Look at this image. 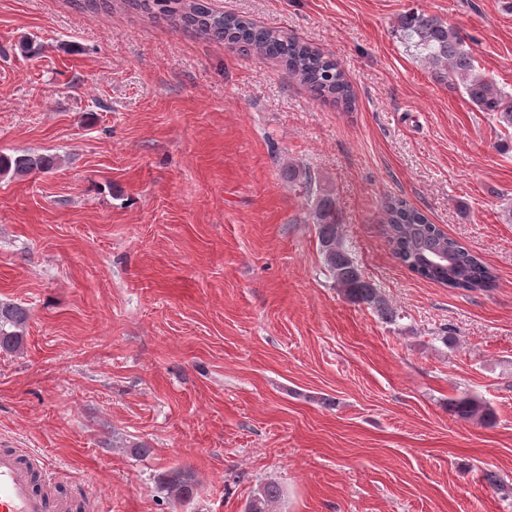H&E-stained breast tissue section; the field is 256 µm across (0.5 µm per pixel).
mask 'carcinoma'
Instances as JSON below:
<instances>
[{
    "mask_svg": "<svg viewBox=\"0 0 512 512\" xmlns=\"http://www.w3.org/2000/svg\"><path fill=\"white\" fill-rule=\"evenodd\" d=\"M135 11L153 18L173 20L210 39L224 41L244 51L281 63L313 96L331 100L350 109L354 90L345 72L333 58L308 44L286 37L279 30L263 27L232 14L213 11L206 0H125ZM393 32L429 68L437 82L453 85L463 81L468 100L480 112H487L512 135V94L497 89L493 82L477 73L475 58L465 35L435 15L419 10L400 14ZM56 166V157L47 154L0 155V174L24 175L48 172ZM288 181L312 192L309 169L288 166ZM312 223L315 224L320 252L336 288L353 304L365 305L381 318L394 321L396 315L381 289L366 280L359 266L344 248L339 237V212L336 199L326 189H317L312 199ZM383 234L394 257L412 273L450 289L466 292L494 287L496 273L481 256L446 235L419 209L400 198H389L383 205ZM28 309L11 300H0V350L11 352L23 343ZM448 414L461 421L494 422L489 405L470 394L448 399ZM162 488L179 501L196 494L197 482L185 470L175 469L162 478ZM281 498L278 484L259 485L246 506V512H269Z\"/></svg>",
    "mask_w": 512,
    "mask_h": 512,
    "instance_id": "1",
    "label": "carcinoma"
}]
</instances>
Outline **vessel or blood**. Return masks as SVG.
<instances>
[{
  "mask_svg": "<svg viewBox=\"0 0 512 512\" xmlns=\"http://www.w3.org/2000/svg\"><path fill=\"white\" fill-rule=\"evenodd\" d=\"M66 505H50L38 491L20 452H0V512H66Z\"/></svg>",
  "mask_w": 512,
  "mask_h": 512,
  "instance_id": "vessel-or-blood-1",
  "label": "vessel or blood"
}]
</instances>
